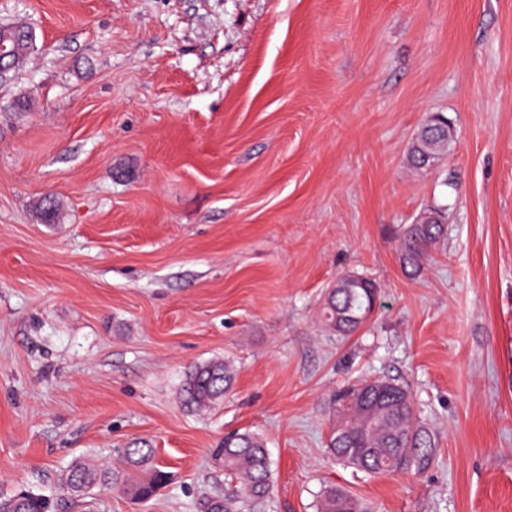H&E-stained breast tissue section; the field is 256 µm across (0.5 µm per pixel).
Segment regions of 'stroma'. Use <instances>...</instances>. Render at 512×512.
Returning <instances> with one entry per match:
<instances>
[{
    "instance_id": "35a3bbf8",
    "label": "stroma",
    "mask_w": 512,
    "mask_h": 512,
    "mask_svg": "<svg viewBox=\"0 0 512 512\" xmlns=\"http://www.w3.org/2000/svg\"><path fill=\"white\" fill-rule=\"evenodd\" d=\"M37 51L0 77V494L55 512H197L210 450L266 442L264 512H512V0H0ZM454 142L408 162L426 116ZM58 203L43 223L39 203ZM448 233L417 273L400 237ZM346 274L379 300L319 321ZM223 402L178 388L212 359ZM408 385L433 433L421 475L369 477L326 448L328 399ZM148 441L168 483L82 504L72 460ZM445 212L431 208L421 214L416 224L407 225L402 232L401 251L405 266L417 271L428 249L445 232ZM377 285L363 275L347 274L337 280L324 298L322 318L342 336H350L360 329L371 314ZM235 373L224 360H211L189 368L180 387V400L186 408H211L232 387ZM320 512H364L362 502L336 487L326 488L321 495ZM53 508L51 498L28 490L0 497V512H53Z\"/></svg>"
}]
</instances>
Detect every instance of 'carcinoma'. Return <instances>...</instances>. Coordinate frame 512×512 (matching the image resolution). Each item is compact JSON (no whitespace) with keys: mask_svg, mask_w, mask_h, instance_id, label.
Instances as JSON below:
<instances>
[{"mask_svg":"<svg viewBox=\"0 0 512 512\" xmlns=\"http://www.w3.org/2000/svg\"><path fill=\"white\" fill-rule=\"evenodd\" d=\"M11 50L13 71L35 50V35L28 27L0 25V41ZM453 133L448 118L432 115L422 124L409 148V161L416 169H429L448 153ZM445 212L431 208L402 232L401 251L405 265L418 270L428 249L445 232ZM377 285L363 275L347 274L328 290L322 318L342 336L360 329L371 314ZM235 373L224 360H211L189 368L179 396L183 405L203 410L216 405L232 387ZM365 390L361 401L349 387L336 390L330 398V415L336 418L326 443L330 455L340 463L369 475L420 473L435 458V443L426 428L414 422L408 387L393 379L360 382ZM214 461L224 469V494L205 498L199 512H256L273 491L269 453L263 439L252 433L232 432L211 450ZM123 468L113 471L92 457L73 462L61 486L72 498L83 500L94 491L115 487L132 499L147 500L168 481L167 472L156 463L153 451L141 442L122 449ZM53 500L21 490L0 497V512H53ZM319 512H364L362 502L346 491L326 488Z\"/></svg>","mask_w":512,"mask_h":512,"instance_id":"obj_1","label":"carcinoma"}]
</instances>
